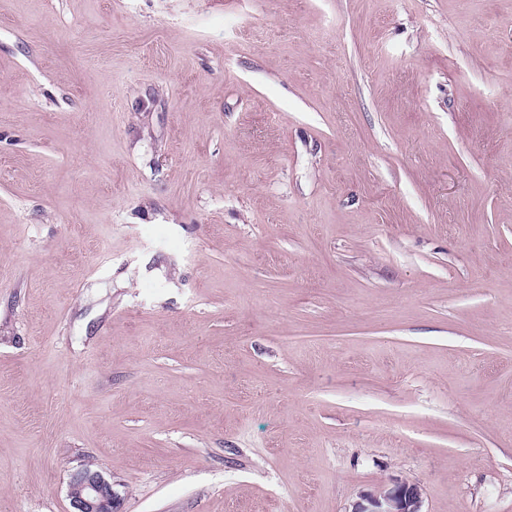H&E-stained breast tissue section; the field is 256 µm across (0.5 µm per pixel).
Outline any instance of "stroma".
Returning <instances> with one entry per match:
<instances>
[{"label": "stroma", "mask_w": 512, "mask_h": 512, "mask_svg": "<svg viewBox=\"0 0 512 512\" xmlns=\"http://www.w3.org/2000/svg\"><path fill=\"white\" fill-rule=\"evenodd\" d=\"M512 512V0H0V512ZM71 512H120L121 498L114 484L91 466L71 473L69 480ZM361 499L352 512H423L421 491L415 484L384 488Z\"/></svg>", "instance_id": "stroma-1"}]
</instances>
